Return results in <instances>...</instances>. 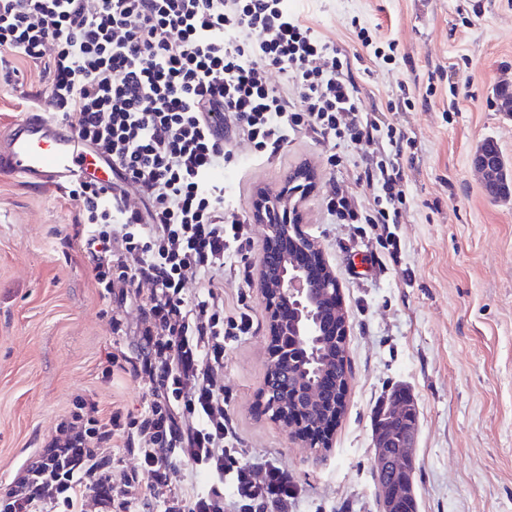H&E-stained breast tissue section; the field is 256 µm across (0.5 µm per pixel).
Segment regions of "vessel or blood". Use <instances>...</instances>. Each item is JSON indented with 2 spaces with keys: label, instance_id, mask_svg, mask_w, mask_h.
I'll list each match as a JSON object with an SVG mask.
<instances>
[{
  "label": "vessel or blood",
  "instance_id": "obj_1",
  "mask_svg": "<svg viewBox=\"0 0 512 512\" xmlns=\"http://www.w3.org/2000/svg\"><path fill=\"white\" fill-rule=\"evenodd\" d=\"M92 158L76 131L44 112H30L0 136V172L42 186L84 177Z\"/></svg>",
  "mask_w": 512,
  "mask_h": 512
}]
</instances>
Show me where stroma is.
<instances>
[{
  "label": "stroma",
  "mask_w": 512,
  "mask_h": 512,
  "mask_svg": "<svg viewBox=\"0 0 512 512\" xmlns=\"http://www.w3.org/2000/svg\"><path fill=\"white\" fill-rule=\"evenodd\" d=\"M289 12L339 46L357 50L355 25L394 40V60H365L366 105L385 110L402 85L432 86L428 101L393 117L416 149L402 189L397 256L375 231L339 224L333 188L364 199L358 148L306 132L274 155L231 138L224 197L251 215L259 188H277L307 165L316 186L302 209L305 233L342 288L350 385L329 448L290 439L265 412L269 336L261 293L248 288L256 330L224 353L228 412L244 462L272 461L299 490L290 512H381L374 414L396 386L419 412L414 489L419 512H512V198L487 197L472 155L491 141L512 164V114L492 103L512 80V0H284ZM53 112L50 81L20 58L0 66V132L29 111ZM339 154L341 165L327 158ZM79 209L65 189L0 173V486L32 458L75 397L142 408L131 377L102 380L107 352L139 350L135 302L104 296L84 246ZM119 308L126 333L113 336Z\"/></svg>",
  "instance_id": "1"
}]
</instances>
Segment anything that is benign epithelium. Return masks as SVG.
Here are the masks:
<instances>
[{
  "mask_svg": "<svg viewBox=\"0 0 512 512\" xmlns=\"http://www.w3.org/2000/svg\"><path fill=\"white\" fill-rule=\"evenodd\" d=\"M482 184L497 198L512 196V174L496 151L486 148L472 158ZM314 172L301 167L275 190L257 193L253 220L263 225L264 249L253 287L268 311L269 376L263 399L270 417L303 441L330 446L331 432L315 420H340L348 376L336 372L349 336L342 289L325 252L301 228L302 202L314 188ZM414 406L409 397L392 394L374 430L376 479L382 512H415Z\"/></svg>",
  "mask_w": 512,
  "mask_h": 512,
  "instance_id": "obj_1",
  "label": "benign epithelium"
}]
</instances>
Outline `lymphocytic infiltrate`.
Here are the masks:
<instances>
[{"mask_svg": "<svg viewBox=\"0 0 512 512\" xmlns=\"http://www.w3.org/2000/svg\"><path fill=\"white\" fill-rule=\"evenodd\" d=\"M7 54L50 76L57 117L143 199L130 207L93 179L68 186L97 258L96 287L133 298L141 313L139 353H109L102 374L140 380L147 398L137 413L76 398L0 487V512H134L142 501L153 512H288L297 486L275 464L242 462L227 411L224 349L254 321L242 292L238 311L225 313L216 277L249 244L250 226L225 216L224 185L212 173L231 160L234 135L274 154L309 131L364 154L356 182L366 201L334 189L328 214L391 227L406 209L403 160L414 146L387 118L399 103L367 109L348 51L283 0H111L94 11L86 0H0V58ZM325 55L328 71L316 64ZM273 70L286 85L271 84ZM190 279L201 284L192 301ZM116 444L135 468H117ZM177 460L204 485L174 490Z\"/></svg>", "mask_w": 512, "mask_h": 512, "instance_id": "1", "label": "lymphocytic infiltrate"}]
</instances>
